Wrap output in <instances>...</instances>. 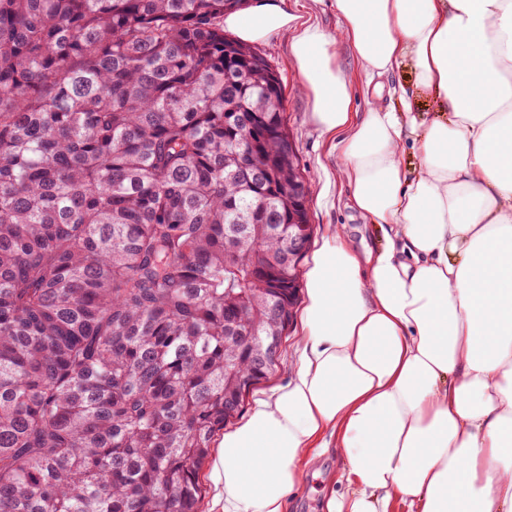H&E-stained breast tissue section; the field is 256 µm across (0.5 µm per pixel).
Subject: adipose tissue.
I'll return each mask as SVG.
<instances>
[{"mask_svg": "<svg viewBox=\"0 0 512 512\" xmlns=\"http://www.w3.org/2000/svg\"><path fill=\"white\" fill-rule=\"evenodd\" d=\"M335 3V36L277 0L224 16L244 43L297 25L313 121L337 137L352 206L384 243L363 252L339 231L315 252L294 380L225 436L215 503L284 512L329 431L351 491L326 512H512V0ZM342 38L366 74L411 62L403 111L354 121ZM417 95L430 119L410 110Z\"/></svg>", "mask_w": 512, "mask_h": 512, "instance_id": "1", "label": "adipose tissue"}]
</instances>
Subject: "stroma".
<instances>
[{
	"label": "stroma",
	"mask_w": 512,
	"mask_h": 512,
	"mask_svg": "<svg viewBox=\"0 0 512 512\" xmlns=\"http://www.w3.org/2000/svg\"><path fill=\"white\" fill-rule=\"evenodd\" d=\"M282 6L289 14L327 32H335L338 26L334 0H282ZM294 36V30L280 31L259 43L257 49L280 75L284 116L293 136L300 169L311 186L309 222L314 227L311 245L319 247L325 237L341 227L359 249L377 248L381 244L380 236L374 233L369 219L352 207L347 184L336 176L341 163L339 149L320 134L313 122L312 98L302 89L304 78L291 53ZM336 63L351 85L352 111L367 112L373 100L380 101L387 109L402 111L395 90L412 81L413 73L409 68L397 69L379 77L377 83H369L356 61L352 44L346 40L338 47ZM304 330L302 314H295L283 345L281 367L257 385L238 416V423H245L260 402L270 400L279 388L292 381L301 355ZM347 471V461L338 448H329L319 456L314 474L308 475L304 484L287 498L285 512H325L331 492L347 491Z\"/></svg>",
	"instance_id": "obj_1"
}]
</instances>
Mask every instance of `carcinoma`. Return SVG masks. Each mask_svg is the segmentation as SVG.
<instances>
[{"label": "carcinoma", "instance_id": "carcinoma-1", "mask_svg": "<svg viewBox=\"0 0 512 512\" xmlns=\"http://www.w3.org/2000/svg\"><path fill=\"white\" fill-rule=\"evenodd\" d=\"M242 2L0 0V512H197L288 333L303 174Z\"/></svg>", "mask_w": 512, "mask_h": 512}]
</instances>
